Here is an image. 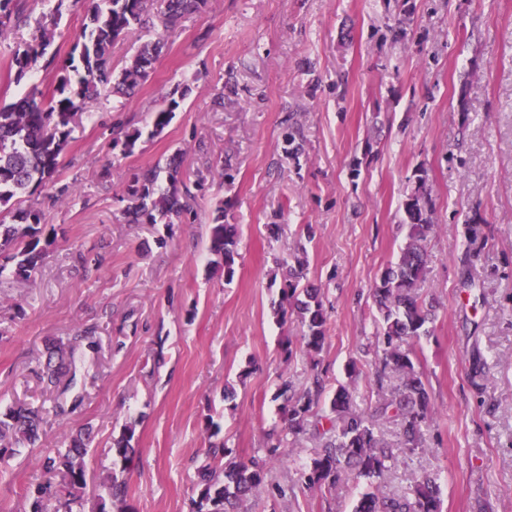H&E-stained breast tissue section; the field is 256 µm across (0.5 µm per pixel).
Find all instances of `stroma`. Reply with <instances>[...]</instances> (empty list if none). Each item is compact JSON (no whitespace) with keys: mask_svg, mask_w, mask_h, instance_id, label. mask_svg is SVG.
I'll return each instance as SVG.
<instances>
[{"mask_svg":"<svg viewBox=\"0 0 512 512\" xmlns=\"http://www.w3.org/2000/svg\"><path fill=\"white\" fill-rule=\"evenodd\" d=\"M56 7L63 58L89 18L72 0L26 2L35 21ZM11 46L0 43V102L52 92L55 71L43 65L10 77ZM177 88L187 94L160 135L130 154L114 147ZM294 123L305 148L296 159L282 139ZM177 150L184 180L205 179L195 223H126L119 195ZM421 172L435 223L422 293L437 317L414 351L436 415L423 452L374 485L410 496L431 473L442 512H512V0H207L172 32L133 101L87 103L53 182L34 194L51 244L32 281L0 278V409L42 402L33 371L46 341L91 328L102 351L76 352L81 401L49 417L44 446L92 427L90 467L127 483L126 512H188L207 419L228 460L263 455L280 421V378L308 380L309 358L282 351L298 319L276 321L269 284L297 247L327 299L322 367L353 382L358 408L376 403L369 291L405 242L403 203ZM64 184L72 197H57ZM222 200L240 236L229 284L206 249ZM471 218L486 236L477 250L465 238ZM130 422L137 452L125 462L111 446ZM319 444L310 435L280 448L273 483L294 485ZM31 458L25 448L0 463V494L39 481ZM364 488L349 477L327 496L282 498L265 486L247 509L352 512Z\"/></svg>","mask_w":512,"mask_h":512,"instance_id":"35a3bbf8","label":"stroma"}]
</instances>
